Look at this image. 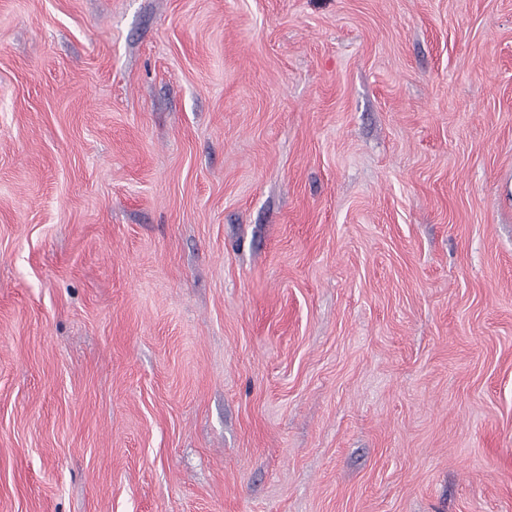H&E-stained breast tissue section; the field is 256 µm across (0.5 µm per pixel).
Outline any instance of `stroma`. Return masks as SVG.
Instances as JSON below:
<instances>
[{
	"label": "stroma",
	"mask_w": 512,
	"mask_h": 512,
	"mask_svg": "<svg viewBox=\"0 0 512 512\" xmlns=\"http://www.w3.org/2000/svg\"><path fill=\"white\" fill-rule=\"evenodd\" d=\"M0 512H512V0H0Z\"/></svg>",
	"instance_id": "35a3bbf8"
}]
</instances>
